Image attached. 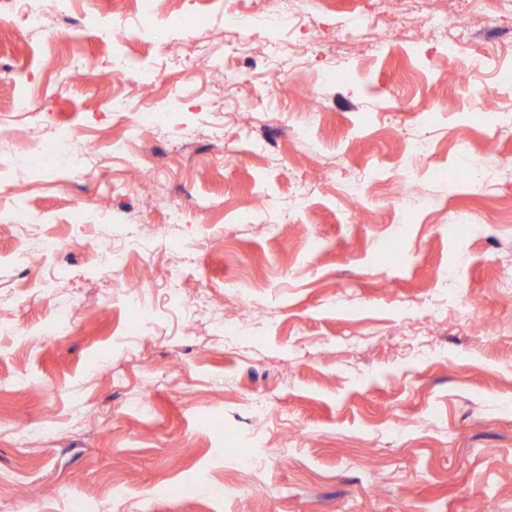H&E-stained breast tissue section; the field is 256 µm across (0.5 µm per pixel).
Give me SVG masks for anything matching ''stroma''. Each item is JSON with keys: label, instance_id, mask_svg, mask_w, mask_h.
Wrapping results in <instances>:
<instances>
[{"label": "stroma", "instance_id": "stroma-1", "mask_svg": "<svg viewBox=\"0 0 512 512\" xmlns=\"http://www.w3.org/2000/svg\"><path fill=\"white\" fill-rule=\"evenodd\" d=\"M295 7L317 47L266 97L294 38L225 44L224 0H158L141 22L135 0H75L53 39L0 0L13 167L0 178V512L77 498L108 512H512V294L498 286L512 265V6L419 0L472 23L454 58L444 32L394 31L379 49L345 37L348 19H395L398 0ZM115 13L136 22L121 44L100 25ZM175 49L194 81L171 67ZM115 55L131 63L118 86ZM160 68L167 87L144 96L142 72ZM302 83L318 85V111ZM181 84L177 135L130 131L107 105L120 92L168 106ZM56 123L79 134L49 165L34 133ZM72 153L82 171H67ZM126 154L165 181L124 191L139 179ZM168 196L183 223L158 208ZM80 200L101 215L92 228L68 222ZM116 244L121 259L96 273ZM174 271L199 306L170 298ZM43 287L51 306L32 296ZM278 448L287 457L250 482L242 464Z\"/></svg>", "mask_w": 512, "mask_h": 512}]
</instances>
